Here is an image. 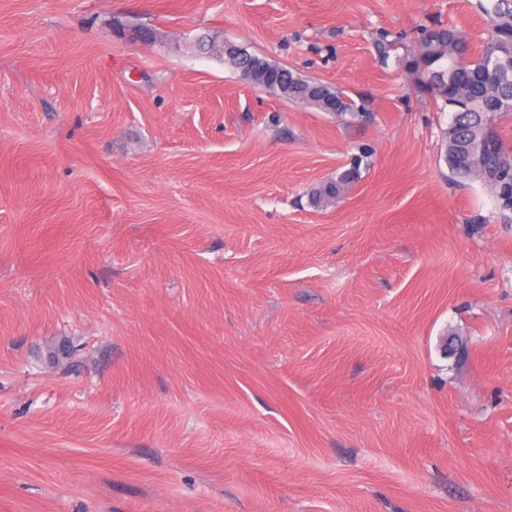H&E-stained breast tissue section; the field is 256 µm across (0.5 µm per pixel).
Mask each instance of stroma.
Returning a JSON list of instances; mask_svg holds the SVG:
<instances>
[{
    "instance_id": "stroma-1",
    "label": "stroma",
    "mask_w": 512,
    "mask_h": 512,
    "mask_svg": "<svg viewBox=\"0 0 512 512\" xmlns=\"http://www.w3.org/2000/svg\"><path fill=\"white\" fill-rule=\"evenodd\" d=\"M475 3L0 0V512H512V218L376 46ZM223 56L224 63L253 87L320 112L335 113L346 124L361 123L369 117L364 101H355L341 86L303 77L263 56L250 54L226 42ZM359 159L355 165L336 175V179L321 183L312 190V198L316 205L328 207L333 205L358 178Z\"/></svg>"
}]
</instances>
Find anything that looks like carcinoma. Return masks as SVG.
<instances>
[{"label": "carcinoma", "instance_id": "carcinoma-1", "mask_svg": "<svg viewBox=\"0 0 512 512\" xmlns=\"http://www.w3.org/2000/svg\"><path fill=\"white\" fill-rule=\"evenodd\" d=\"M488 24L487 37L473 48L464 32L450 26H417L416 50L398 53L401 42L381 36L377 48L384 64L399 69L409 65L424 84L448 105L450 118L444 132L445 160L464 181L479 179L499 209L512 210L504 194L512 183V144L499 134L498 125L512 117V0H478ZM224 63L252 86L285 97L320 112H332L347 124L367 120L364 101H355L338 85L307 78L246 50L224 44ZM484 139L493 141L491 154L468 159L464 147ZM358 178V166L312 190L316 205H333Z\"/></svg>", "mask_w": 512, "mask_h": 512}]
</instances>
